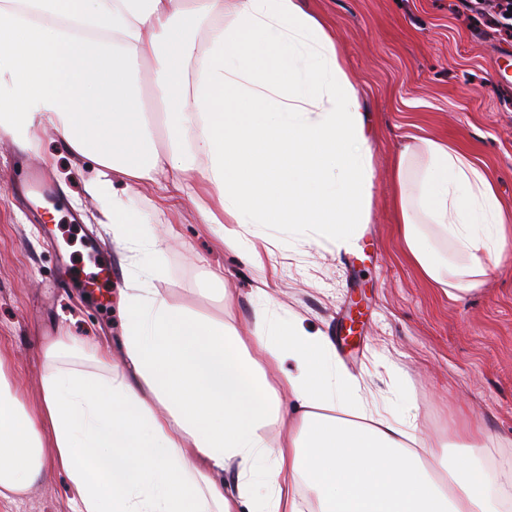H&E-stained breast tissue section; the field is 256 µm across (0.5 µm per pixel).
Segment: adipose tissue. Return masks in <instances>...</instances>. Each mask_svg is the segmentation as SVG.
I'll return each instance as SVG.
<instances>
[{
  "label": "adipose tissue",
  "instance_id": "obj_1",
  "mask_svg": "<svg viewBox=\"0 0 512 512\" xmlns=\"http://www.w3.org/2000/svg\"><path fill=\"white\" fill-rule=\"evenodd\" d=\"M144 61L155 112L135 88ZM48 127L95 163L84 191L127 252L161 248L129 207L161 175V206L211 198L206 224L309 227L352 250L370 218L361 92L300 0H0V133L32 147ZM394 184L406 255L448 296L476 290L489 264L512 257L492 180L447 141L409 137ZM122 314L119 360L98 346H80L76 364L49 352L36 408L0 360V505L54 469L70 480L72 512H301V477L321 512H504L475 460L483 431L426 460L408 444L407 420L349 419L367 400L326 336L282 326L261 305L247 346L135 273ZM286 358L296 372L270 382L267 367ZM273 424L287 432L275 446L264 436Z\"/></svg>",
  "mask_w": 512,
  "mask_h": 512
}]
</instances>
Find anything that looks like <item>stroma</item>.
Segmentation results:
<instances>
[{"mask_svg": "<svg viewBox=\"0 0 512 512\" xmlns=\"http://www.w3.org/2000/svg\"><path fill=\"white\" fill-rule=\"evenodd\" d=\"M335 33L364 93L373 140L370 221L359 247L306 243L287 228L236 224L239 246L202 222L192 200L159 208L160 185L130 199L159 252L124 260L98 202L83 191L95 165L60 146L54 130L23 148L0 139V355L30 406L42 398L46 351L76 338L110 351L122 340L121 288L129 265L191 313L243 331L256 304L328 336L340 370L362 379L381 411L410 417L429 445L480 425L482 471H512V259L477 290L453 299L407 261L396 224L392 168L408 135L448 140L494 181L512 211V34L460 0H303ZM109 262L111 290L70 287L93 272L87 250ZM224 274L210 282V271ZM73 490L56 471L11 512H71Z\"/></svg>", "mask_w": 512, "mask_h": 512, "instance_id": "35a3bbf8", "label": "stroma"}]
</instances>
